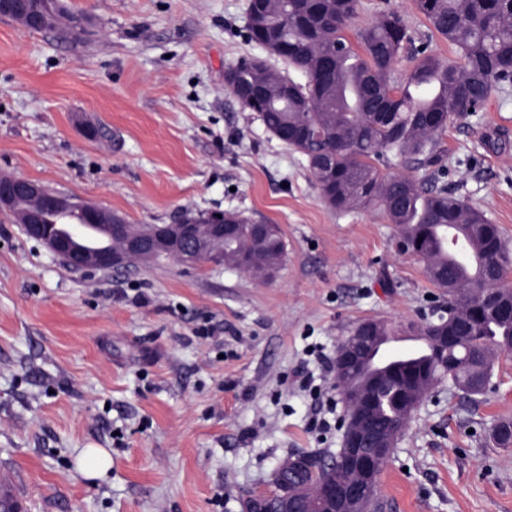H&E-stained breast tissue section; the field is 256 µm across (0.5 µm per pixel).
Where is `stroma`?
<instances>
[{
    "instance_id": "1",
    "label": "stroma",
    "mask_w": 512,
    "mask_h": 512,
    "mask_svg": "<svg viewBox=\"0 0 512 512\" xmlns=\"http://www.w3.org/2000/svg\"><path fill=\"white\" fill-rule=\"evenodd\" d=\"M79 20L30 31L0 16V175L77 196L135 225L234 211L287 242L267 280L160 258L73 271L0 210V465L27 512H242L287 458L331 459L310 422L337 397L336 346L367 319L408 334L448 303L427 264L398 250L380 212H336L303 158L224 84L261 57L248 0H59ZM398 12L415 40L451 56L412 0H359L357 25ZM449 193L512 244V86L444 138ZM470 402L438 385L380 475L384 512H512V353ZM112 468L85 478L77 456ZM86 460L90 462L88 466L85 465ZM79 466L87 478L101 477L112 468V456L103 448H85Z\"/></svg>"
}]
</instances>
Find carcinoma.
Segmentation results:
<instances>
[{"mask_svg": "<svg viewBox=\"0 0 512 512\" xmlns=\"http://www.w3.org/2000/svg\"><path fill=\"white\" fill-rule=\"evenodd\" d=\"M435 32L456 49L443 57L423 43L415 45L404 18L387 11L348 31L357 17L358 0H288V14L275 20L263 0H252L260 14L250 41L270 49L288 64V104L269 103L259 119L265 128L300 153L317 185L326 187L327 205L337 211L378 207L398 225L404 251L427 261L430 282L465 289L448 300L452 311L466 312L472 289L486 283L488 254L481 236L477 256L462 264L440 255L442 230L450 225L486 224L488 219L448 193L441 183L448 170L442 139L453 120L482 110L493 91L512 86V0H415ZM408 54L412 67L395 75V64ZM393 157L406 172L383 175L373 161ZM422 171L417 180L410 172ZM236 225L224 240V266L245 251L283 261L282 231L252 245L250 218L229 212ZM512 323L472 319L470 330L448 350L458 363L454 379L463 386L492 378L489 347L511 352ZM373 422L388 430L403 421L389 390L379 393ZM310 481L321 464L311 455L281 463Z\"/></svg>", "mask_w": 512, "mask_h": 512, "instance_id": "obj_1", "label": "carcinoma"}]
</instances>
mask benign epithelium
Here are the masks:
<instances>
[{
  "instance_id": "7a95c632",
  "label": "benign epithelium",
  "mask_w": 512,
  "mask_h": 512,
  "mask_svg": "<svg viewBox=\"0 0 512 512\" xmlns=\"http://www.w3.org/2000/svg\"><path fill=\"white\" fill-rule=\"evenodd\" d=\"M0 15L9 16L29 30L43 31L51 27L52 16L31 12L23 0H0ZM25 200L32 203L22 217L24 233L42 242L47 249L69 268L114 269L130 262L147 265L159 256L170 257L183 265L197 266L217 258L224 262V238L231 235L234 225L224 219L208 224H163L132 226L123 223L118 215L106 214L89 205H79L73 198L58 194L25 178L0 176V209H12ZM79 211L84 222L94 225L109 221L112 249H90L78 242L74 233L60 224L47 223V215L67 216ZM493 246L491 264L494 279L476 293L473 308L480 314L512 321V291L501 287L497 276L502 257ZM277 264L253 261L241 256L238 269L259 279L272 276ZM467 316L455 315L441 322L426 337L427 343L439 352L457 340V330ZM385 325L377 320L360 322L337 347L334 360L336 386L346 406L345 430L341 448L324 468L331 472L325 483L299 485L293 492L275 495L269 490L251 493L252 501L263 502L259 512H368L367 504L378 487V467L393 454L402 430L380 432L367 421L368 410L375 403L382 382L392 371H369L372 356L382 340ZM427 392L417 384H401L396 401L404 412L403 424H408L423 402Z\"/></svg>"
}]
</instances>
